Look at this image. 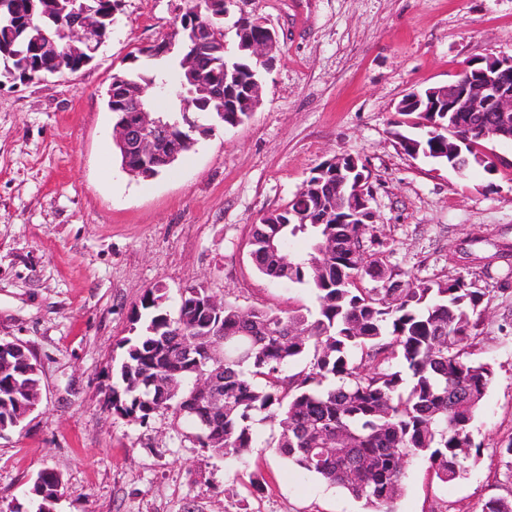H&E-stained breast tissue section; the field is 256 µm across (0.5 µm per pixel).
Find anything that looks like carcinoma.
Wrapping results in <instances>:
<instances>
[{
	"mask_svg": "<svg viewBox=\"0 0 512 512\" xmlns=\"http://www.w3.org/2000/svg\"><path fill=\"white\" fill-rule=\"evenodd\" d=\"M17 17H0V85L37 73V47L60 40V22L73 10L86 8L102 15L112 27L117 0H15ZM215 0H186V16H213ZM198 51L204 67L211 54L188 30L166 53H147L145 63L112 75L113 87L146 90L164 85L165 117L180 119L190 107L197 114L199 139L212 131L210 121L226 126L242 123L248 112L227 111V97L240 96L258 76L247 51L221 53L228 70L222 73L224 94L191 101L192 86L181 77L180 60ZM395 126L420 130L411 137L393 135L403 148L441 165L454 166L456 154L433 148L436 127H447L446 112H401ZM310 194L295 195L288 204L266 213L267 223L252 225L251 255L260 273L278 282L304 285L317 294V316L294 311L286 316L253 308L250 318L240 308L209 304L208 289L183 290L175 311L162 306L164 293L149 288L133 310L132 335L125 348L120 383L112 385V410L144 424L161 411L184 419L200 447L224 457L253 446L255 415L276 410L282 428L279 453L301 470L345 489L364 501L367 512H393L401 491L407 458L427 460L440 481L462 478L470 461L482 455L471 435V424L493 378L490 364L470 357L478 337L483 309L480 293L460 278L447 282L400 278L386 261L383 244L366 239L370 227L358 215L336 212V170L316 167L308 178ZM302 236L303 251L292 252L290 239ZM280 241L283 251L269 252L268 242ZM373 282L369 288L366 283ZM218 347L228 339L237 345L220 363L224 368V416L210 420L224 435V447H210L196 424L194 381L199 362L180 349L201 334ZM312 355L306 373L286 368ZM401 360L409 378L392 369ZM39 374L22 362L0 371V421L17 403L36 401ZM30 494L37 512H52L59 477L39 474Z\"/></svg>",
	"mask_w": 512,
	"mask_h": 512,
	"instance_id": "1",
	"label": "carcinoma"
}]
</instances>
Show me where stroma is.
Here are the masks:
<instances>
[{"instance_id":"obj_1","label":"stroma","mask_w":512,"mask_h":512,"mask_svg":"<svg viewBox=\"0 0 512 512\" xmlns=\"http://www.w3.org/2000/svg\"><path fill=\"white\" fill-rule=\"evenodd\" d=\"M184 6L122 0L86 71L0 86V339L23 344L41 377L38 409L0 436V512H35L27 494L45 469L62 481L54 512H363L344 489L288 464L278 419L255 416L252 448L224 458L170 412L139 424L102 405L148 288L163 286L171 309L202 284L243 310L316 311L311 289L256 270L252 226L341 153L372 175L371 232L388 264L425 280L460 277L483 295L472 353L494 377L471 425L483 454L448 484L410 461L394 510L481 512L512 498L497 454L512 438V142L494 144L496 172L459 174L410 157L390 134L411 89L512 55V0H236L231 17L258 14L279 34L261 106L137 179L120 165L104 91Z\"/></svg>"}]
</instances>
